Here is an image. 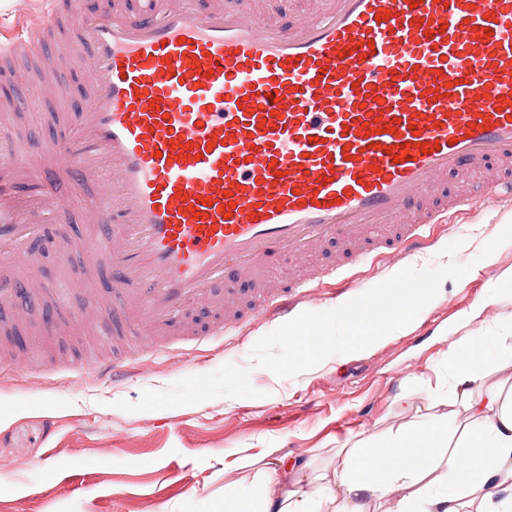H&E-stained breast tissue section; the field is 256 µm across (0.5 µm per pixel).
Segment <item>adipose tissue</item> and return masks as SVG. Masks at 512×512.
<instances>
[{"mask_svg": "<svg viewBox=\"0 0 512 512\" xmlns=\"http://www.w3.org/2000/svg\"><path fill=\"white\" fill-rule=\"evenodd\" d=\"M447 356L464 420H407L389 439L349 440L321 468L258 449L250 495L225 496L224 512H512V390L484 375L490 359L512 361V344L481 328Z\"/></svg>", "mask_w": 512, "mask_h": 512, "instance_id": "obj_1", "label": "adipose tissue"}]
</instances>
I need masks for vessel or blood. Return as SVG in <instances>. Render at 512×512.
Here are the masks:
<instances>
[{"label":"vessel or blood","instance_id":"obj_1","mask_svg":"<svg viewBox=\"0 0 512 512\" xmlns=\"http://www.w3.org/2000/svg\"><path fill=\"white\" fill-rule=\"evenodd\" d=\"M63 13L67 27L53 12L42 39L0 44V83L18 62L50 74L0 103V305L20 303L43 225L77 220L83 240L56 243L71 278L93 283L103 261L111 284L63 291L59 306H94L98 335L155 336L167 353L176 337L240 328L232 314L190 335L186 320L192 305L235 300L242 272L257 316L288 314L341 277L333 265L266 287L279 255L333 243L352 265L421 248L424 227L461 204L451 174L489 173L487 189L512 199V0H335L281 28L214 0L92 16L65 0ZM72 67L85 74L81 103L51 116L64 136L20 147L13 114L66 97L55 76ZM365 122L379 133L361 135ZM61 183L98 192L76 216ZM125 363L92 354L81 367L117 383Z\"/></svg>","mask_w":512,"mask_h":512}]
</instances>
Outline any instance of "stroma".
Segmentation results:
<instances>
[{
  "label": "stroma",
  "mask_w": 512,
  "mask_h": 512,
  "mask_svg": "<svg viewBox=\"0 0 512 512\" xmlns=\"http://www.w3.org/2000/svg\"><path fill=\"white\" fill-rule=\"evenodd\" d=\"M259 6L272 26L284 27L325 10L329 0ZM455 190L464 205L447 223L427 228L423 248L347 268L346 292L322 284L303 309H336L409 267L457 264L467 273L444 279L399 331L281 379L251 361L255 344L283 325L276 315L175 355L139 353L130 377L117 385L73 372L80 351L105 345L80 334L40 338L45 309L58 306L50 290L70 278L64 257L45 248L26 272L39 303L11 335H0V512H222L231 484L224 460L238 449L281 448L323 466L358 433L378 436L407 417L431 414L433 396L449 388V339L512 313V241L483 252L512 223V201L481 189L475 176L457 178ZM228 363L249 369L258 397L134 408L143 391H163ZM124 401L131 410L121 409Z\"/></svg>",
  "instance_id": "1"
}]
</instances>
